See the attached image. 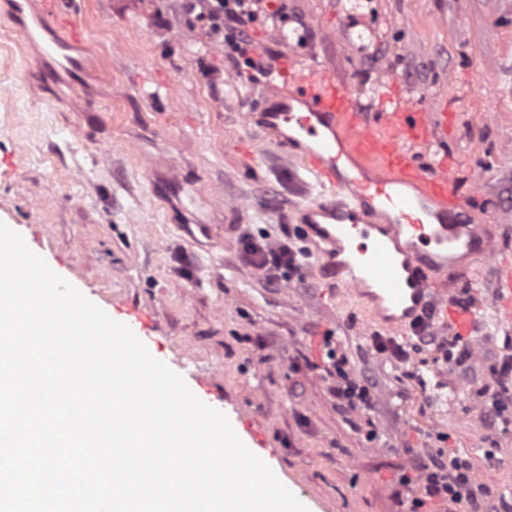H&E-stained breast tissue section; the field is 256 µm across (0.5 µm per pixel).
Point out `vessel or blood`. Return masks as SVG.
<instances>
[{
    "label": "vessel or blood",
    "instance_id": "1",
    "mask_svg": "<svg viewBox=\"0 0 512 512\" xmlns=\"http://www.w3.org/2000/svg\"><path fill=\"white\" fill-rule=\"evenodd\" d=\"M28 5L13 0L11 18L30 42L45 41L54 64L44 81L79 82L85 65L72 51L80 29L60 0H40L34 11ZM264 87L288 100L268 114V126L288 125L301 161L333 197L306 210L322 244L323 268L356 298L374 303L367 320L396 332L434 307L443 310L450 334L470 342L474 312L426 270L463 277L461 255L477 251L493 259L500 245L495 234L467 220L470 199L457 187L458 159L445 154L420 162L416 149L430 140L429 112L398 103L391 93L378 111H364L329 69L292 67L284 57L272 62ZM491 303L512 317V273L498 278Z\"/></svg>",
    "mask_w": 512,
    "mask_h": 512
}]
</instances>
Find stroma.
<instances>
[{
	"label": "stroma",
	"mask_w": 512,
	"mask_h": 512,
	"mask_svg": "<svg viewBox=\"0 0 512 512\" xmlns=\"http://www.w3.org/2000/svg\"><path fill=\"white\" fill-rule=\"evenodd\" d=\"M0 0V221L114 320L136 308L150 354L208 378L229 419L277 451L273 471L300 478L311 512H410L418 484L400 476L437 450L472 465L471 490L512 512V424L486 390L512 325L490 303L493 264L471 253L462 287L478 321L465 364L421 343L391 365L383 328L323 274L303 214L321 193L275 134L248 123L277 97L228 61L183 0H76L93 65L50 87L51 60L26 45ZM251 39L290 59L331 66L362 108L385 88L409 106L453 102L427 158L460 157L471 215L512 256V0H288L284 22L259 18ZM288 225L310 254L291 281L266 282L241 259L244 235ZM375 404L340 411L325 336Z\"/></svg>",
	"instance_id": "stroma-1"
}]
</instances>
